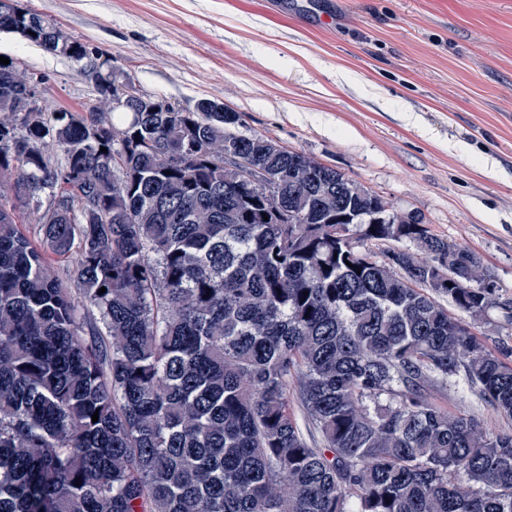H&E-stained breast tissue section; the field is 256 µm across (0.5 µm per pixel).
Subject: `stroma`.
Returning a JSON list of instances; mask_svg holds the SVG:
<instances>
[{
    "mask_svg": "<svg viewBox=\"0 0 512 512\" xmlns=\"http://www.w3.org/2000/svg\"><path fill=\"white\" fill-rule=\"evenodd\" d=\"M20 0L68 38L111 55L141 92L195 108L209 98L262 134L335 167L431 233L474 254L512 302V0ZM52 108L95 96L81 63L0 31ZM493 408L448 386L432 393Z\"/></svg>",
    "mask_w": 512,
    "mask_h": 512,
    "instance_id": "stroma-1",
    "label": "stroma"
}]
</instances>
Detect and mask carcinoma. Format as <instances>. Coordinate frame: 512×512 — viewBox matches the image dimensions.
Returning <instances> with one entry per match:
<instances>
[{"label":"carcinoma","mask_w":512,"mask_h":512,"mask_svg":"<svg viewBox=\"0 0 512 512\" xmlns=\"http://www.w3.org/2000/svg\"><path fill=\"white\" fill-rule=\"evenodd\" d=\"M2 30L102 84L33 117L22 63H0V512H512V426L430 399L460 376L512 421V348L463 321L499 306L475 255L332 166L233 139L222 103L113 111L112 57L18 0ZM231 148L275 195L226 180ZM22 186L62 190L44 249L1 204ZM48 249L76 253L74 288Z\"/></svg>","instance_id":"1"}]
</instances>
